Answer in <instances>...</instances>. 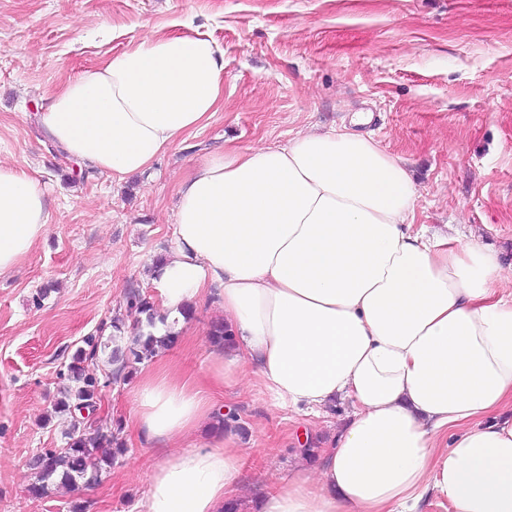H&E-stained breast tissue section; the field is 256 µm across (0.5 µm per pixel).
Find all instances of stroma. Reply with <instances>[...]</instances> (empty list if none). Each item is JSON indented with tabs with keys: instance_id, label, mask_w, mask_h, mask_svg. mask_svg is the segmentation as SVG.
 <instances>
[{
	"instance_id": "stroma-1",
	"label": "stroma",
	"mask_w": 512,
	"mask_h": 512,
	"mask_svg": "<svg viewBox=\"0 0 512 512\" xmlns=\"http://www.w3.org/2000/svg\"><path fill=\"white\" fill-rule=\"evenodd\" d=\"M201 31L224 53V105L144 174L118 179L69 159L45 138L37 114L68 78L149 31ZM369 111L365 134L406 159L418 187L416 224L477 238L512 264V0H0V160L18 162L44 190L45 237L0 275V512H138L154 466L180 441L142 439L132 426L136 379L106 380L93 425L126 445L97 481L33 498L39 448L66 445L68 418L53 412L58 371L83 336L125 316V296H154L153 260L173 240L181 182L222 154L284 145L297 133L348 124ZM57 288L41 304L37 290ZM220 307L196 308L186 330L153 359L201 379ZM245 456L240 509L303 461L304 442L328 446L351 414L274 407L251 379L225 390Z\"/></svg>"
}]
</instances>
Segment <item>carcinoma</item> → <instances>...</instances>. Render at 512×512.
Wrapping results in <instances>:
<instances>
[{
	"instance_id": "cac0c4a2",
	"label": "carcinoma",
	"mask_w": 512,
	"mask_h": 512,
	"mask_svg": "<svg viewBox=\"0 0 512 512\" xmlns=\"http://www.w3.org/2000/svg\"><path fill=\"white\" fill-rule=\"evenodd\" d=\"M129 314L139 328L136 336L123 339L122 326L112 323V344L103 341L99 333L85 336L77 346L69 362L63 365L59 376L68 381L63 387V396L54 405L55 412L71 418L63 448H41L31 458V466L39 471L41 484L31 488V494L40 498L49 493V481L56 477L60 484L71 489L78 482L90 483L98 479L104 466H111L116 455L125 451L124 442L112 431H97L94 436L86 434L84 418L79 413L95 409L101 392L100 381L86 370V364L95 361L106 349H111L110 358L115 369L112 379H127V369L135 364L151 360L159 349L171 345L175 337L167 335L156 338L150 331L154 327V302L137 290L126 295ZM209 340L216 346L231 342L232 334L222 323H214L209 330Z\"/></svg>"
}]
</instances>
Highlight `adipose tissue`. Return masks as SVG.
Instances as JSON below:
<instances>
[{"label":"adipose tissue","mask_w":512,"mask_h":512,"mask_svg":"<svg viewBox=\"0 0 512 512\" xmlns=\"http://www.w3.org/2000/svg\"><path fill=\"white\" fill-rule=\"evenodd\" d=\"M224 101L208 34L153 32L66 81L39 114L69 157L144 173ZM350 126L283 146L225 148L180 185L173 247L152 285L182 331L217 296L233 335L204 382L143 370L134 428L182 440L158 463L140 512H229L244 453L210 430L214 396L249 374L274 407L350 421L318 464L269 487L254 512H512V265L472 240L415 227L401 156ZM46 196L0 161V275L47 231Z\"/></svg>","instance_id":"adipose-tissue-1"}]
</instances>
